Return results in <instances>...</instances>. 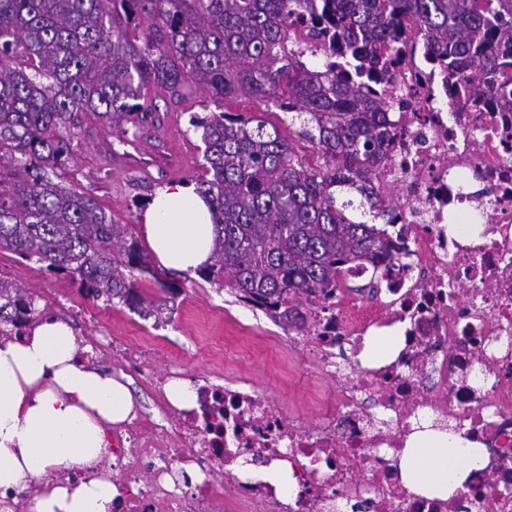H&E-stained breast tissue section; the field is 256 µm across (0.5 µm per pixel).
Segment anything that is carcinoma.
Masks as SVG:
<instances>
[{
  "mask_svg": "<svg viewBox=\"0 0 512 512\" xmlns=\"http://www.w3.org/2000/svg\"><path fill=\"white\" fill-rule=\"evenodd\" d=\"M410 20L450 88L476 102L512 96L485 81L512 69V0H0V250L169 322L167 304L140 292L164 272L131 225L61 171L84 117L132 144L154 130L152 90L174 100L196 86L223 107L189 119L204 144L195 191L215 225L196 273L308 331L311 306L341 273L395 249L393 200L374 183L396 124L360 79L377 80ZM306 51L322 67H308ZM241 98L289 117L229 111ZM37 299L1 278L0 332L24 336L45 312Z\"/></svg>",
  "mask_w": 512,
  "mask_h": 512,
  "instance_id": "1",
  "label": "carcinoma"
}]
</instances>
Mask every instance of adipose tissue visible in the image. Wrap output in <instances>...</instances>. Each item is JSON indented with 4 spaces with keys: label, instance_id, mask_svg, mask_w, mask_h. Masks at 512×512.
Segmentation results:
<instances>
[{
    "label": "adipose tissue",
    "instance_id": "obj_1",
    "mask_svg": "<svg viewBox=\"0 0 512 512\" xmlns=\"http://www.w3.org/2000/svg\"><path fill=\"white\" fill-rule=\"evenodd\" d=\"M140 224L161 266L194 270L209 261L213 217L193 189H159ZM78 349L61 319L41 322L20 341L0 339V489L24 490L60 468L97 465L108 453V428L133 412L122 378L84 365ZM480 458L479 445L460 432L428 429L412 434L398 474L409 492L448 499ZM32 512H112V495L98 478L59 483L35 498Z\"/></svg>",
    "mask_w": 512,
    "mask_h": 512
}]
</instances>
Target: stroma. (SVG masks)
<instances>
[{"label": "stroma", "instance_id": "obj_1", "mask_svg": "<svg viewBox=\"0 0 512 512\" xmlns=\"http://www.w3.org/2000/svg\"><path fill=\"white\" fill-rule=\"evenodd\" d=\"M202 104L197 93L177 103L158 102L161 122L168 127L159 151L192 150L182 175L169 174L150 154L140 155L134 146L120 145L109 128L88 120L74 143L65 184L91 193L120 223L138 225L159 187L176 181L191 185L202 175L204 146L189 125L191 113L201 111ZM0 277L33 287L51 314L66 319L77 338L93 335L135 341L152 370L160 373L178 364L192 381L247 376L283 415L307 425L314 424L320 414L311 392L320 387L332 394L337 389L336 382L318 371L312 346L288 343V330L261 311L238 303L229 291H216L193 272L170 271L169 279L177 289L165 296L171 314L165 326L155 325L135 308L83 297L69 276L47 273L8 250L0 251Z\"/></svg>", "mask_w": 512, "mask_h": 512}]
</instances>
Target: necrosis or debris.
<instances>
[{"label": "necrosis or debris", "mask_w": 512, "mask_h": 512, "mask_svg": "<svg viewBox=\"0 0 512 512\" xmlns=\"http://www.w3.org/2000/svg\"><path fill=\"white\" fill-rule=\"evenodd\" d=\"M377 92L400 131L379 176L400 194L399 250L374 291L381 312L355 316L341 285L312 309L308 339L320 373L341 383L335 399L305 427L248 382L196 385L180 408L167 395L178 368L145 374L159 414L136 413L111 433L101 467L117 489L112 512H224L214 470L255 452L299 491L242 480L234 512H339L351 499L372 512H512V106L449 92L419 38ZM398 323V356L363 365L365 337ZM343 345L351 356L337 354ZM429 417L481 446L447 500L410 494L394 464Z\"/></svg>", "instance_id": "obj_1"}]
</instances>
